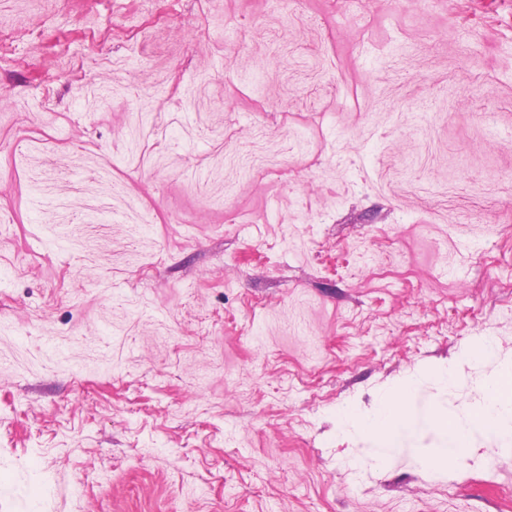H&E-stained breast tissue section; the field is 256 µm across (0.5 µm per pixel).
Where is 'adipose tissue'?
Wrapping results in <instances>:
<instances>
[{
  "label": "adipose tissue",
  "mask_w": 512,
  "mask_h": 512,
  "mask_svg": "<svg viewBox=\"0 0 512 512\" xmlns=\"http://www.w3.org/2000/svg\"><path fill=\"white\" fill-rule=\"evenodd\" d=\"M410 384L383 393L370 415L345 413L343 424L355 426L379 446L380 461H387L395 442L411 432L413 424L404 409V400ZM429 424L438 431L441 443L422 458L428 469H450L469 456L476 436L502 435L512 431V365H502L497 377L480 391V402L466 421L451 420L441 415L429 418Z\"/></svg>",
  "instance_id": "adipose-tissue-1"
}]
</instances>
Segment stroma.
<instances>
[{
  "label": "stroma",
  "instance_id": "1",
  "mask_svg": "<svg viewBox=\"0 0 512 512\" xmlns=\"http://www.w3.org/2000/svg\"><path fill=\"white\" fill-rule=\"evenodd\" d=\"M510 359L512 0H0V512H512ZM512 365L503 364L495 379L480 391V402L466 421L431 415L429 424L438 431L439 448H432L422 458L428 469H450L469 456L477 435L511 434ZM410 391L411 385L402 383L397 390L383 393L370 415L347 412L342 417L343 424L355 426L377 442L382 464H386L395 442L412 431V421L404 409V400Z\"/></svg>",
  "mask_w": 512,
  "mask_h": 512
}]
</instances>
